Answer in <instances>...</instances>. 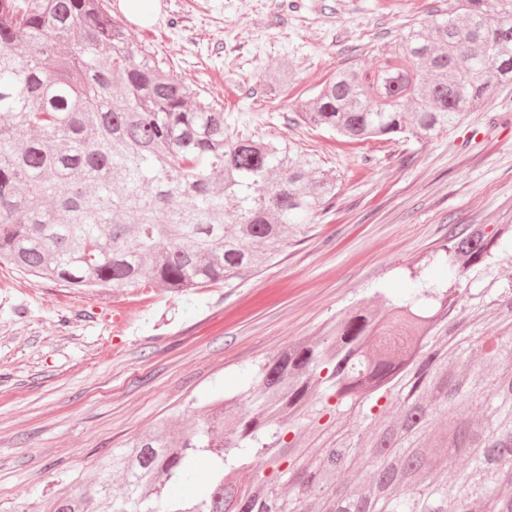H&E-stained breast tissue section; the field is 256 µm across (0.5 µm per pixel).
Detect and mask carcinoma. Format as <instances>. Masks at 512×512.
<instances>
[{"mask_svg": "<svg viewBox=\"0 0 512 512\" xmlns=\"http://www.w3.org/2000/svg\"><path fill=\"white\" fill-rule=\"evenodd\" d=\"M373 54L369 69L339 64L298 117L354 140H429L512 84V0H455ZM292 81L276 68L265 91ZM336 195L290 144L226 134L224 108L133 43L107 0H0V264L69 288L183 293L254 272ZM441 258L448 280L427 278ZM505 262L511 224L451 225L410 272L418 293L350 309L190 426L100 457L54 512H512V280L459 297ZM203 460L198 494L170 496Z\"/></svg>", "mask_w": 512, "mask_h": 512, "instance_id": "1", "label": "carcinoma"}]
</instances>
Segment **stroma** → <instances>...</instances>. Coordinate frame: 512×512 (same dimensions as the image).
<instances>
[{
	"mask_svg": "<svg viewBox=\"0 0 512 512\" xmlns=\"http://www.w3.org/2000/svg\"><path fill=\"white\" fill-rule=\"evenodd\" d=\"M452 0H161L133 42L224 107L231 133L288 140L335 174V204L253 275L182 295L86 288L0 265V512H52L62 485L190 405L246 390L258 364L360 305L408 297L452 224H512V85L427 141H351L301 101L344 59L372 63ZM296 79L268 99L266 72Z\"/></svg>",
	"mask_w": 512,
	"mask_h": 512,
	"instance_id": "obj_1",
	"label": "stroma"
}]
</instances>
